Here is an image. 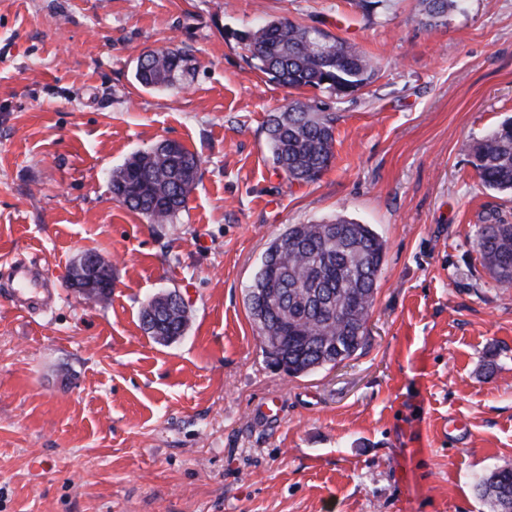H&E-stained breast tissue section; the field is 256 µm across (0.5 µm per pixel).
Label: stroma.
Wrapping results in <instances>:
<instances>
[{"instance_id": "obj_1", "label": "stroma", "mask_w": 512, "mask_h": 512, "mask_svg": "<svg viewBox=\"0 0 512 512\" xmlns=\"http://www.w3.org/2000/svg\"><path fill=\"white\" fill-rule=\"evenodd\" d=\"M288 19L376 58L348 96L250 66L235 31ZM177 45L176 90L139 56ZM336 115L320 179L276 170L269 115ZM512 120V0H463L438 25L419 0H0V512H490L476 484L512 465V286L475 248L489 211L472 148ZM201 159L174 223L117 202L109 173L163 140ZM343 214L386 243L365 347L292 376L263 350L247 294L291 224ZM92 252L108 300L69 288ZM54 290L27 309L11 267ZM177 292L166 345L146 302ZM274 401L279 410L262 411ZM188 57L178 46L151 50L138 58L135 79L145 88L175 89L188 70ZM143 329L156 342L167 344L183 336L189 326L190 317L186 306L171 300L151 311H143ZM149 320L145 321V319Z\"/></svg>"}]
</instances>
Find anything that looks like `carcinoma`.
<instances>
[{
    "mask_svg": "<svg viewBox=\"0 0 512 512\" xmlns=\"http://www.w3.org/2000/svg\"><path fill=\"white\" fill-rule=\"evenodd\" d=\"M461 0H420L424 24L432 25ZM254 66L288 88H313L351 95L370 84L379 62L357 45L321 28L271 20L232 33ZM188 70L178 46L138 58L135 79L145 88L175 89ZM335 118L317 102L292 101L267 121L273 164L289 180L314 182L334 158ZM473 165L482 185L512 193V123L489 132L473 147ZM200 172V159L183 144L165 140L139 151L112 170L116 200L160 227L174 223L186 207ZM481 264L499 283L512 285V224L492 211L477 234ZM385 243L367 224L342 214L312 224H293L266 254L248 308L268 357L282 356L288 373L307 374L336 365L364 348L373 312ZM144 331L167 344L184 335L186 306L172 300L144 309ZM493 512H512V467H496L477 484Z\"/></svg>",
    "mask_w": 512,
    "mask_h": 512,
    "instance_id": "cac0c4a2",
    "label": "carcinoma"
}]
</instances>
